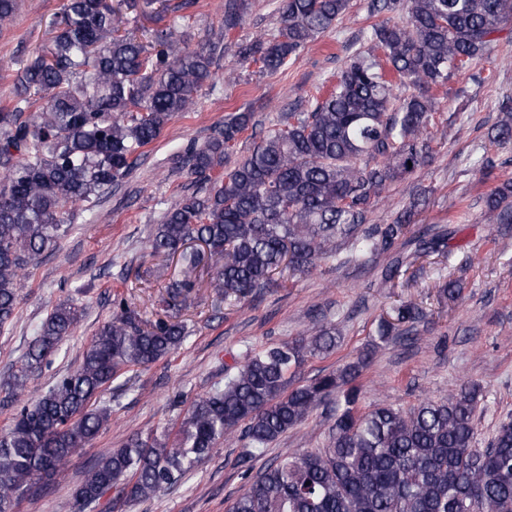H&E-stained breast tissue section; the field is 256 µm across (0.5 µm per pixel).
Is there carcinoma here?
Returning <instances> with one entry per match:
<instances>
[{
	"mask_svg": "<svg viewBox=\"0 0 512 512\" xmlns=\"http://www.w3.org/2000/svg\"><path fill=\"white\" fill-rule=\"evenodd\" d=\"M247 9L248 0H225L220 34L196 49L160 27L153 53L120 33L107 0H66L49 47L17 69L15 103L0 108V325L14 317L29 263L58 244L77 213L91 212L133 173L141 148L175 115L195 110L216 52ZM349 9L350 0H280L275 32L239 44V60L276 73ZM402 10L405 18H391ZM370 16L378 21L367 27L366 45L310 111L288 113L284 127L266 130L232 164L229 149L254 126L251 112L236 113L187 150L183 164L199 187L168 204L148 241L151 254H178L184 266L168 285V306L198 288L195 273L205 265L215 268L209 287L217 295L241 299L268 287L277 272H311L343 243L356 262L388 256L385 281L410 264L401 246L415 244L417 257L447 247V233L419 223L416 198L390 224H370L368 215L387 187L432 157V90L487 52L512 16V0H372ZM400 86L409 93L397 95ZM500 111L492 140L511 143L512 100ZM483 217L512 224V180L485 196ZM112 307L80 365L47 392L20 401L29 373L79 323L72 302L54 307L0 383L20 402L0 432V512H13L105 429L110 414L93 402L101 388L168 357L186 339L182 322L148 323L119 294ZM423 318L404 303L378 320L376 335L408 336ZM335 348V333L321 327L246 356L224 388L193 401L174 445L136 435L101 457L73 494L78 512L118 483L128 500L156 495L227 436L258 450L333 394L327 447L287 455L248 477L228 512H512V421L499 425L487 447H474L478 385L407 414L390 405L358 410V364L291 386L293 369Z\"/></svg>",
	"mask_w": 512,
	"mask_h": 512,
	"instance_id": "1",
	"label": "carcinoma"
}]
</instances>
